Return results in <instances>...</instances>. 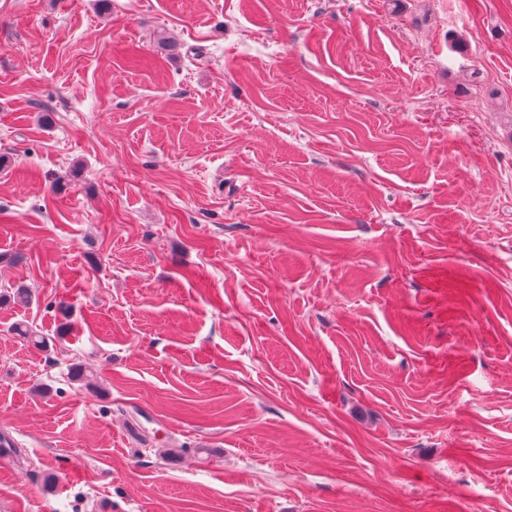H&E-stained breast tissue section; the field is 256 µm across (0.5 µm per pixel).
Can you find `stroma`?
I'll return each mask as SVG.
<instances>
[{
  "mask_svg": "<svg viewBox=\"0 0 512 512\" xmlns=\"http://www.w3.org/2000/svg\"><path fill=\"white\" fill-rule=\"evenodd\" d=\"M0 156V512H512V0H0Z\"/></svg>",
  "mask_w": 512,
  "mask_h": 512,
  "instance_id": "35a3bbf8",
  "label": "stroma"
}]
</instances>
